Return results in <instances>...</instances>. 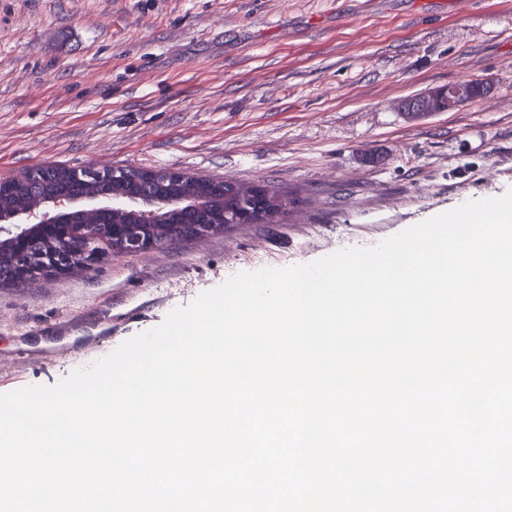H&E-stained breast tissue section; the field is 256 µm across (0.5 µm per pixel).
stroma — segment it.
I'll return each mask as SVG.
<instances>
[{"label": "stroma", "mask_w": 512, "mask_h": 512, "mask_svg": "<svg viewBox=\"0 0 512 512\" xmlns=\"http://www.w3.org/2000/svg\"><path fill=\"white\" fill-rule=\"evenodd\" d=\"M486 80L421 119L399 105ZM167 168L297 192L277 224L0 288V393L52 385L239 272L512 189V0H0V178ZM489 89V84L487 82H482L480 86H476L472 81L451 84L447 86L448 93V104L445 103V98L443 96H439L438 99H435V105L438 104V109H445L448 107V111L469 102L476 96H484L487 94Z\"/></svg>", "instance_id": "1"}]
</instances>
